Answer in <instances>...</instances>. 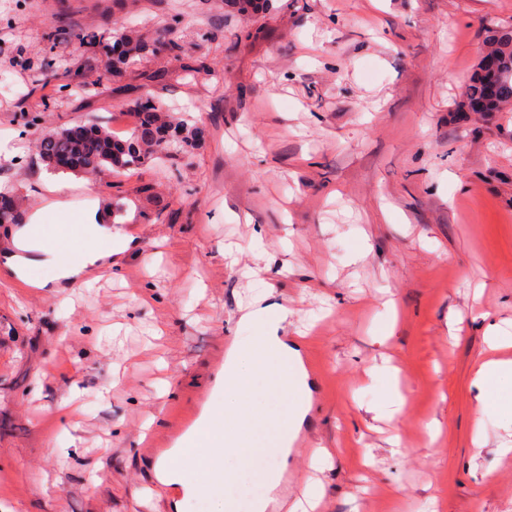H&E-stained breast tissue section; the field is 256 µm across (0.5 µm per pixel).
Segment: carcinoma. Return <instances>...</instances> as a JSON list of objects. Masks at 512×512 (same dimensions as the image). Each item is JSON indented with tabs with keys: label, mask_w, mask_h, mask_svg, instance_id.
<instances>
[{
	"label": "carcinoma",
	"mask_w": 512,
	"mask_h": 512,
	"mask_svg": "<svg viewBox=\"0 0 512 512\" xmlns=\"http://www.w3.org/2000/svg\"><path fill=\"white\" fill-rule=\"evenodd\" d=\"M225 3L240 12H257L269 7L270 0H225ZM66 40L76 48L91 47L106 56V73L118 76L131 60L148 52L161 50L183 64V68L198 73L207 69L199 57L188 54V50L173 31L154 41L147 39L123 22L87 31L72 29L66 32ZM55 41H50L46 54L50 56L47 66L53 69L51 76L39 74L32 80L28 95L39 96L43 106H48L53 96L45 93L47 80L66 77L67 70L56 65L53 56ZM486 51L496 59L498 92L494 101L488 102L490 112H501L512 103V29H502L488 36ZM132 111L135 125L131 136L117 139L105 128L92 125L79 135L75 128H46L40 124V116H27L25 125L39 131V158L47 170L76 175H100L106 172L122 173L135 169L146 161L160 159L170 153L171 147L182 154H191L199 144V128L185 121H174L163 101L153 96H137L127 103Z\"/></svg>",
	"instance_id": "carcinoma-1"
}]
</instances>
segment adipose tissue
Here are the masks:
<instances>
[{"instance_id":"adipose-tissue-1","label":"adipose tissue","mask_w":512,"mask_h":512,"mask_svg":"<svg viewBox=\"0 0 512 512\" xmlns=\"http://www.w3.org/2000/svg\"><path fill=\"white\" fill-rule=\"evenodd\" d=\"M43 220L41 212H34L28 223L15 230L12 251L0 256V262L10 272L24 274L36 266H48L54 271V281L79 287L89 285L88 269L106 271L112 266V256L124 250L119 234L100 226L93 220L92 212L79 218L85 232L93 238L105 237L107 248H91L75 258H63L61 253L46 256L39 240L33 234L34 225ZM290 311L287 306L275 303L247 314L253 322V335L238 341L224 364V398L221 406L206 413L202 423L207 430L204 447L212 454L200 462L192 479H185L182 460L190 449L182 444L172 449L159 463L171 485H181L184 494L177 502L178 512L186 504L204 497L199 484L211 485L207 512H240L248 507L250 512H266L278 488L283 471L288 466L287 455H273L277 434L282 425L299 428L311 409L310 403L300 402L298 393L307 392V373L299 351L282 337L281 330ZM265 381L278 389L283 411L271 412L267 404L257 400L258 381ZM478 390L475 428H482L489 415L512 419V358L487 359L480 363L474 379ZM262 485V495L249 504L232 496L231 488L241 486L245 480Z\"/></svg>"}]
</instances>
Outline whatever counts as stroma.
Listing matches in <instances>:
<instances>
[{"label": "stroma", "mask_w": 512, "mask_h": 512, "mask_svg": "<svg viewBox=\"0 0 512 512\" xmlns=\"http://www.w3.org/2000/svg\"><path fill=\"white\" fill-rule=\"evenodd\" d=\"M175 14L207 72L158 53L108 89L104 58L62 42L67 89L47 110L29 96L55 27L125 19L153 38ZM509 27L512 0H273L253 18L224 0H0V185L18 216L93 208L129 242L90 288L0 265V512H175L142 448L215 400L225 339L273 302L311 369L289 502L317 482L316 512H512L496 454L512 424L474 439L472 385L488 324L512 327V105L459 106L489 31ZM143 93L195 120L194 154L45 179L21 113L126 138ZM386 367L407 392L390 419ZM316 449L331 467L309 466Z\"/></svg>", "instance_id": "stroma-1"}]
</instances>
